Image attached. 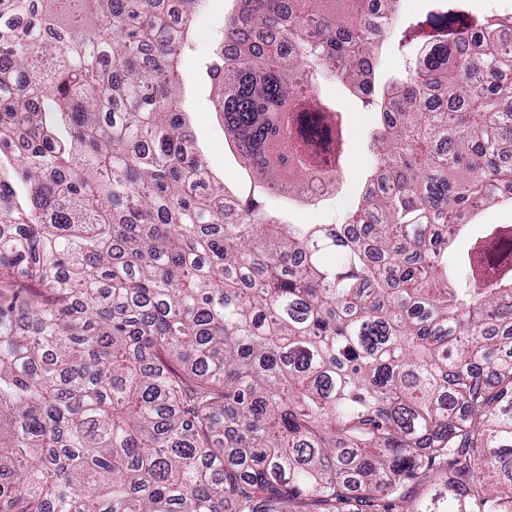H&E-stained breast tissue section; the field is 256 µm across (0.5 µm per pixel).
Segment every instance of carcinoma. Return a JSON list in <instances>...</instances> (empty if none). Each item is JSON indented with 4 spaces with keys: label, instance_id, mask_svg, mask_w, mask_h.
I'll return each instance as SVG.
<instances>
[{
    "label": "carcinoma",
    "instance_id": "obj_1",
    "mask_svg": "<svg viewBox=\"0 0 512 512\" xmlns=\"http://www.w3.org/2000/svg\"><path fill=\"white\" fill-rule=\"evenodd\" d=\"M199 2L0 0V512H512V224L448 266L512 189L503 22L381 82L400 0H236L207 73L261 196L339 184L324 82L379 122L343 223L226 221ZM233 1L205 0L196 12L194 42L184 50L181 61L180 91L191 113V131L197 148L233 193L246 197L250 184L244 181V171L225 142L224 128L214 111V90L205 68L217 39L222 35L224 13L233 7ZM470 224L458 238L456 249H467L469 244L491 225L512 224V203L499 202L497 205L487 206L477 213Z\"/></svg>",
    "mask_w": 512,
    "mask_h": 512
}]
</instances>
